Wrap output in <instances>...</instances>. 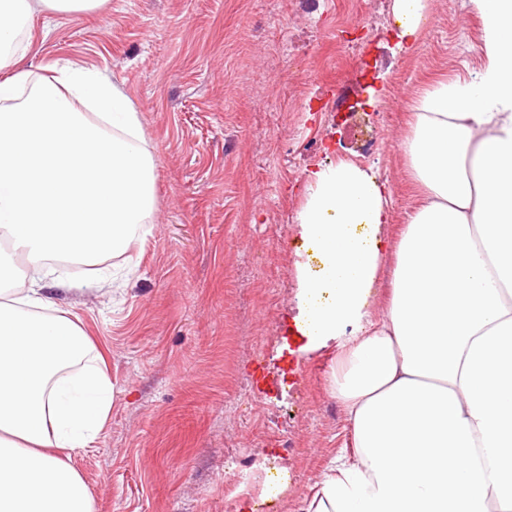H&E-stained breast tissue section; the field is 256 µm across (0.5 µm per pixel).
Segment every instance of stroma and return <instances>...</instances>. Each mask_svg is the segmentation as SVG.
<instances>
[{
	"label": "stroma",
	"mask_w": 512,
	"mask_h": 512,
	"mask_svg": "<svg viewBox=\"0 0 512 512\" xmlns=\"http://www.w3.org/2000/svg\"><path fill=\"white\" fill-rule=\"evenodd\" d=\"M392 0H107L36 14L27 58L109 75L132 101L155 166L151 230L114 286L50 289L106 358L102 434L74 458L96 512H302L352 442L327 389L336 354L290 334L318 165L374 166L392 189L397 244L416 204L400 143L432 78L482 66L469 0H430L398 51ZM385 77L377 106L367 89ZM375 141L372 155L362 141Z\"/></svg>",
	"instance_id": "35a3bbf8"
}]
</instances>
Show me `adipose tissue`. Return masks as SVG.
Segmentation results:
<instances>
[{"instance_id":"obj_1","label":"adipose tissue","mask_w":512,"mask_h":512,"mask_svg":"<svg viewBox=\"0 0 512 512\" xmlns=\"http://www.w3.org/2000/svg\"><path fill=\"white\" fill-rule=\"evenodd\" d=\"M105 0H0V512H95L73 464L103 430L113 386L79 319L45 293L61 258H121L154 205L140 122L110 78L71 63L37 76L23 34L38 13ZM483 29L472 80L423 87L401 143L421 201L408 213L384 312L367 308L387 251L390 190L341 160L310 174L297 215L318 267L299 266L295 326L338 342L328 391L352 457L303 512H512V0H470ZM413 51L429 0H393Z\"/></svg>"}]
</instances>
